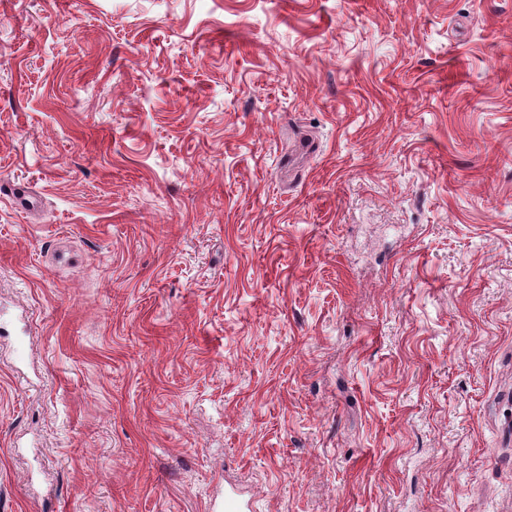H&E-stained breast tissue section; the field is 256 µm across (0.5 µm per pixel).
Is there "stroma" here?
I'll use <instances>...</instances> for the list:
<instances>
[{"label": "stroma", "mask_w": 512, "mask_h": 512, "mask_svg": "<svg viewBox=\"0 0 512 512\" xmlns=\"http://www.w3.org/2000/svg\"><path fill=\"white\" fill-rule=\"evenodd\" d=\"M0 512H512V0H0Z\"/></svg>", "instance_id": "stroma-1"}]
</instances>
